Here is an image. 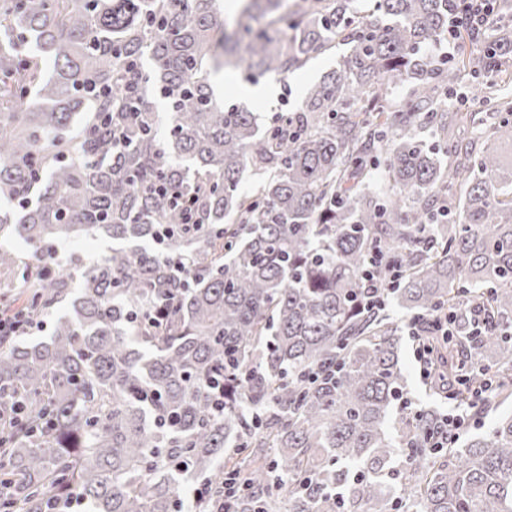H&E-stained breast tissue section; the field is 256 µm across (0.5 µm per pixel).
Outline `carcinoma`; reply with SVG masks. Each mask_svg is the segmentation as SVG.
<instances>
[{
    "instance_id": "obj_1",
    "label": "carcinoma",
    "mask_w": 512,
    "mask_h": 512,
    "mask_svg": "<svg viewBox=\"0 0 512 512\" xmlns=\"http://www.w3.org/2000/svg\"><path fill=\"white\" fill-rule=\"evenodd\" d=\"M466 3L236 0L229 27L218 0H0V237L112 240L20 305L0 294L66 310L46 341L0 337V400L49 421L0 450L22 512L70 491L86 512H179L190 479L226 473L237 512H512V414L432 447L438 411L397 414L401 328L358 305L378 248L408 318L489 319L425 332L431 395L491 407L453 384L467 354L512 375V163L475 149L476 113L454 104L512 38L458 22ZM448 33L452 55L423 53ZM338 46L264 127L216 103L212 72L284 78ZM490 104L512 142V103ZM248 170L268 174L251 193ZM26 263L0 248V271Z\"/></svg>"
}]
</instances>
